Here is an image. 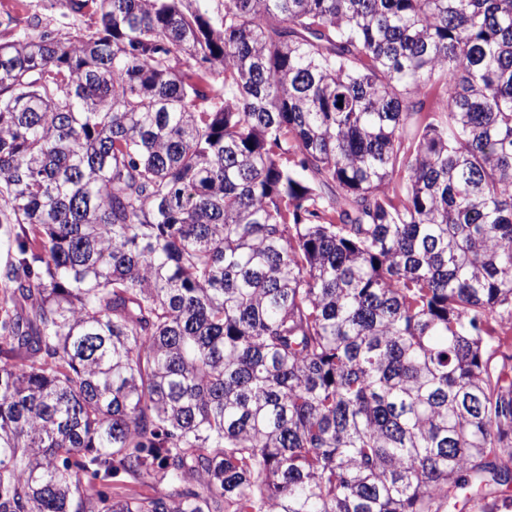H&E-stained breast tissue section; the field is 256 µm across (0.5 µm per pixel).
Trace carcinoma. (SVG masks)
Wrapping results in <instances>:
<instances>
[{"instance_id": "obj_1", "label": "carcinoma", "mask_w": 512, "mask_h": 512, "mask_svg": "<svg viewBox=\"0 0 512 512\" xmlns=\"http://www.w3.org/2000/svg\"><path fill=\"white\" fill-rule=\"evenodd\" d=\"M195 2L0 39V512H508L512 0Z\"/></svg>"}]
</instances>
